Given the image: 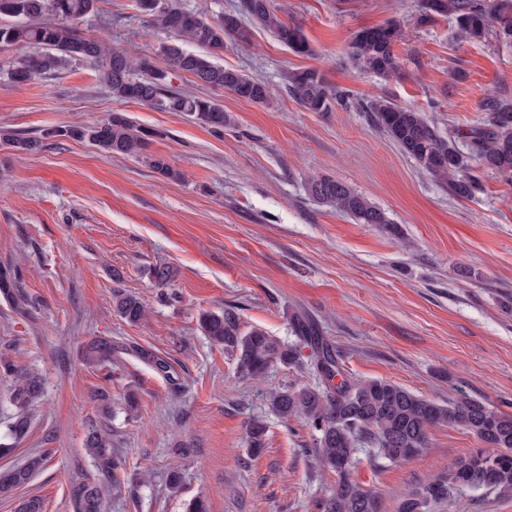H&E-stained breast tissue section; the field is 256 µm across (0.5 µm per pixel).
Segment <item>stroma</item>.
Returning a JSON list of instances; mask_svg holds the SVG:
<instances>
[{
  "mask_svg": "<svg viewBox=\"0 0 512 512\" xmlns=\"http://www.w3.org/2000/svg\"><path fill=\"white\" fill-rule=\"evenodd\" d=\"M271 3L302 26L313 55L293 53L251 21L248 41H228L220 58L268 83L267 103L184 73L172 80L223 105L230 123L220 134L184 113L113 98L80 61L12 85L6 72L28 49L0 45V269L18 270L22 299L0 298V356L44 380L29 432L0 456V472L46 457L27 485L0 497V512L33 496L43 512H73L72 484L101 478L84 450L88 429L101 423L123 460L106 512H184L196 496L209 512H318L336 476L320 467L312 429L267 406L272 390L318 384L312 350L302 347L299 365L243 376L198 326L201 313L227 306L246 327L289 343L290 314L307 316L337 347L347 379L388 380L438 402L469 397L512 415V184L475 162L482 190L457 198L365 110L386 97L444 131L478 126L486 97H512V44L492 34L458 40L449 18L417 25L421 0ZM396 17L405 23L395 47L402 69L384 81L355 66L347 49L354 32ZM78 26L159 67L171 40L133 0H97ZM305 68L341 93L330 111H307L288 92L284 73ZM114 111L151 131L147 157H108L89 141L52 134ZM14 134L43 147L17 150L5 142ZM151 155L164 157L175 178L155 173ZM313 175L351 186L399 236L313 200ZM157 265L175 270L170 285L152 280ZM116 290L143 301L144 320L130 324L113 311ZM104 336L152 349L176 381L129 357L84 365V346ZM98 391L110 399L111 419L99 411ZM254 419L267 425L256 456L246 443ZM478 445L462 427L438 426L421 456L390 463L364 453L353 477L394 512L401 495ZM173 471L182 476L176 492ZM448 512H512V492L468 491Z\"/></svg>",
  "mask_w": 512,
  "mask_h": 512,
  "instance_id": "1",
  "label": "stroma"
}]
</instances>
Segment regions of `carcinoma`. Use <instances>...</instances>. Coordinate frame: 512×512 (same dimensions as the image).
<instances>
[{"instance_id":"obj_1","label":"carcinoma","mask_w":512,"mask_h":512,"mask_svg":"<svg viewBox=\"0 0 512 512\" xmlns=\"http://www.w3.org/2000/svg\"><path fill=\"white\" fill-rule=\"evenodd\" d=\"M96 0H0V15L17 19L11 25L0 24V43L24 45L32 52L8 70L14 84H25L57 67L61 58L90 64L101 73L119 100H133L167 112H183L195 123L221 133L229 122L224 108L203 96H187L171 86L170 76L188 73L201 85L224 88L237 97L265 104L270 91L267 84L217 63L224 52L225 40L244 43L249 38L242 26L246 16L266 28L273 37L298 55L313 52L303 29L281 19L271 0H240L239 14H226L210 21L187 10L179 0H170L163 9L157 0H137V7L172 34L173 41L162 47L167 67L159 68L148 57L132 58L111 50L99 40L86 36L78 21L95 8ZM452 17L459 36L475 42L494 30L497 37L512 43V0H423L419 24L438 17ZM403 36L402 22L393 19L382 26L356 31L348 45V57L358 67L383 79L399 74L400 58L394 51ZM199 48L191 53L182 42ZM290 93L302 108L327 112L337 93L317 69L293 70L286 75ZM374 125L384 132L424 170L448 185V191L460 198H472L481 184L470 172L469 162L512 182V100L489 96L482 104L485 119L459 137L443 134L423 113L404 108L388 99L370 102ZM54 135L87 139L106 155L140 156L152 133L137 128L121 112L88 127L60 126ZM308 192L317 202L343 213L357 224H373L389 235L398 234L386 213L348 184L327 176H313ZM115 312L126 322H140L145 309L134 295L113 293ZM294 336L314 351V369L324 378V387H284L269 395L271 410L282 419L300 416L315 432V454L321 466L334 474L330 492L318 502V512H381L378 495L352 478V466L362 451L390 463L413 459L429 448V430L437 425L458 424L473 434L483 447L462 456L453 466L433 474L420 487L408 492L397 512H444L448 501L467 490L512 491V415L502 413L477 399L438 403L409 389L382 379H344L341 356L304 315L290 318ZM199 327L224 351L238 358V369L258 378L276 365L299 364L300 351L265 330L244 328L239 314L231 308L206 311ZM120 354L131 355L166 380L173 378L172 364L139 345L112 342L110 337L91 341L83 351V362L90 367L105 366ZM14 377L10 403L15 412L7 421V436L16 443L27 433L29 408L42 393L41 378L21 372L7 357H0V372ZM339 383H334L336 377ZM266 425L250 423L246 442L249 451L260 454L266 446ZM85 451L106 481L122 468L123 461L112 453V434L103 427L89 429ZM43 457L0 476V494L7 495L30 482L42 466ZM107 487L99 482H78L71 489L76 512H104Z\"/></svg>"}]
</instances>
